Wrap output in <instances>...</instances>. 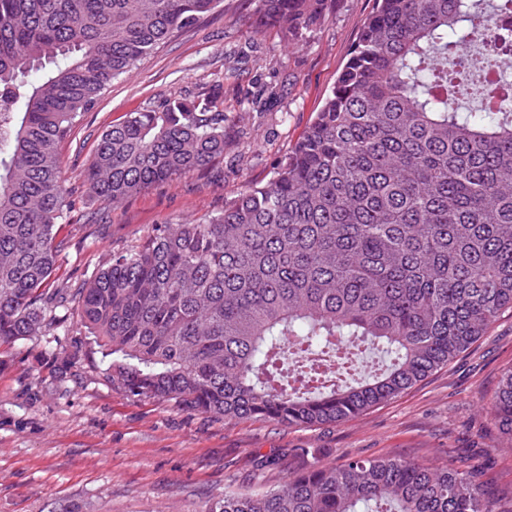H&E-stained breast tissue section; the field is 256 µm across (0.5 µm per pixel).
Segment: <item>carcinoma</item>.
<instances>
[{"label": "carcinoma", "mask_w": 512, "mask_h": 512, "mask_svg": "<svg viewBox=\"0 0 512 512\" xmlns=\"http://www.w3.org/2000/svg\"><path fill=\"white\" fill-rule=\"evenodd\" d=\"M219 0H0V344L75 309L129 395L311 428L389 402L512 309V92L494 108L512 0H376L322 108L265 183L158 224L84 285H47L70 208L58 150L112 79ZM325 0H255L294 43ZM43 70L36 82L26 78ZM216 96L170 97L99 137L90 200L118 205L224 157ZM382 347L386 365L366 360ZM492 409L512 446V367ZM207 512H503L473 473L401 458L314 461Z\"/></svg>", "instance_id": "obj_1"}]
</instances>
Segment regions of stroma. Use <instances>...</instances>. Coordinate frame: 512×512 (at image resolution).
Listing matches in <instances>:
<instances>
[{
	"instance_id": "obj_1",
	"label": "stroma",
	"mask_w": 512,
	"mask_h": 512,
	"mask_svg": "<svg viewBox=\"0 0 512 512\" xmlns=\"http://www.w3.org/2000/svg\"><path fill=\"white\" fill-rule=\"evenodd\" d=\"M253 0H219L130 73L112 81L59 153L71 192L50 288L81 287L155 225L220 212L268 181L331 92L374 0H327L295 44L254 31ZM211 92L232 122L219 167L196 169L112 206L89 202L83 173L103 131L169 97ZM512 366V310L448 366L364 415L314 428L227 420L137 399L112 381L92 337L67 312L57 328L0 346V512H204L227 486L263 490L304 462L396 457L479 465L485 491L512 506V449L491 401Z\"/></svg>"
}]
</instances>
